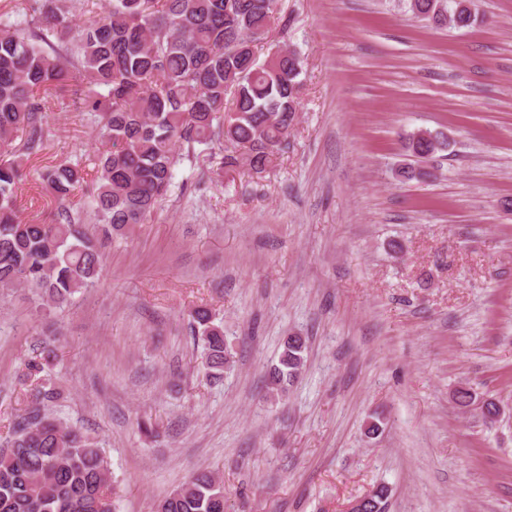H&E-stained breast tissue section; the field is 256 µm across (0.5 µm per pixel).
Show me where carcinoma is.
Wrapping results in <instances>:
<instances>
[{
    "mask_svg": "<svg viewBox=\"0 0 512 512\" xmlns=\"http://www.w3.org/2000/svg\"><path fill=\"white\" fill-rule=\"evenodd\" d=\"M426 23L467 28L476 16L462 0H406ZM277 0H109L106 16L76 34L59 0L11 7L0 24V289L28 290L39 306L66 304L99 277L103 250L147 221L174 186L176 170L204 146L219 170L261 174L288 146L302 90L301 61L268 37ZM59 104L88 116L100 143L40 172L58 203L53 218L25 221L18 155L45 149L48 110ZM404 149L427 159L448 136L427 129L402 135ZM84 190L81 206L67 205ZM209 377L224 375V328L207 307L191 312ZM307 348L284 340L268 389L296 378ZM56 361L45 346L25 364L24 413L0 449V512H115L112 477L97 442L53 415L60 392L44 374ZM364 512H385L389 488L368 493ZM156 512H224V486L193 473Z\"/></svg>",
    "mask_w": 512,
    "mask_h": 512,
    "instance_id": "cac0c4a2",
    "label": "carcinoma"
}]
</instances>
